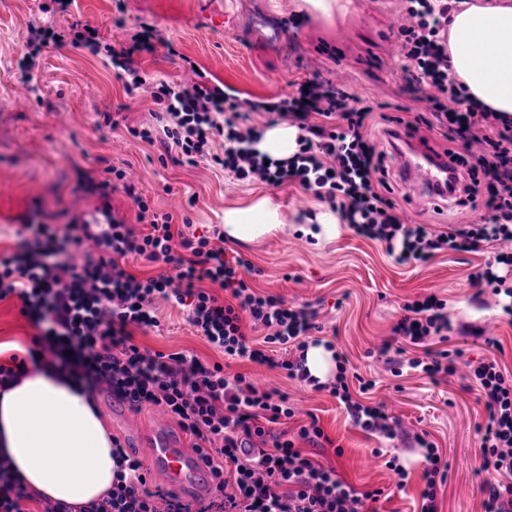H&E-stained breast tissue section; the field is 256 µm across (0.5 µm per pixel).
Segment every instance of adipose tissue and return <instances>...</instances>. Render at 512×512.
<instances>
[{
	"instance_id": "adipose-tissue-1",
	"label": "adipose tissue",
	"mask_w": 512,
	"mask_h": 512,
	"mask_svg": "<svg viewBox=\"0 0 512 512\" xmlns=\"http://www.w3.org/2000/svg\"><path fill=\"white\" fill-rule=\"evenodd\" d=\"M506 45H512V5L464 2L451 11L453 72L470 98L512 118ZM284 228L278 208L266 199L224 213V232L233 240L250 242ZM0 455L30 490L77 510L105 497L115 480L112 434L88 390L50 365L27 367L18 384L0 390Z\"/></svg>"
}]
</instances>
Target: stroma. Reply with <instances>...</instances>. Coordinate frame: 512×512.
Segmentation results:
<instances>
[{
    "instance_id": "stroma-1",
    "label": "stroma",
    "mask_w": 512,
    "mask_h": 512,
    "mask_svg": "<svg viewBox=\"0 0 512 512\" xmlns=\"http://www.w3.org/2000/svg\"><path fill=\"white\" fill-rule=\"evenodd\" d=\"M339 3L340 10L326 21L309 10L306 0H72L64 12L55 0H0V252L16 245L22 220L63 224L93 211L100 199L79 191L80 176L110 165L126 169L155 210L171 214L174 224L190 218V230L198 235L221 225L225 210L270 198L287 219L285 229L253 242L228 240L225 249L254 264L249 282L257 291L318 311L325 326L321 341L347 358L349 372L373 383L363 402L385 403L407 434L428 433L449 466L438 491L439 512H483L485 475L477 428L486 423L487 411L478 386L462 369L436 380L410 368L397 377L394 364L369 351L388 338L404 303L433 294L446 302L453 325L448 348L461 349L464 359L474 362L496 356L512 373V316L473 299L470 276L486 254L442 253L425 263L401 264L383 244L357 236L343 223L337 224L333 240L309 238L303 220L316 219L328 207L300 187L243 183L207 161L161 165L158 146L131 134L153 121L149 95L127 94L103 56L67 37L76 21L96 27L109 44L151 24L164 44L137 55L143 76L187 83L199 71L209 84L232 89L242 102L285 97L315 77L335 80L341 66L354 94L387 103L388 115L413 120L421 103L405 90L387 38L392 19L402 14L401 0ZM33 25L54 27L65 38L47 48L25 75L18 60ZM171 46L176 56L168 55ZM107 114L114 126L103 125ZM378 147L387 153L391 196L405 220L436 232L475 220L474 212L452 206H410L397 156L388 154L381 137ZM19 309L18 300L0 301V345L22 357L36 329ZM156 311L160 328L137 334L138 342L223 361L222 353L195 335L182 309L161 300ZM474 326L495 336L501 353L472 335ZM228 372L287 394L317 416L331 441L318 461L359 491L382 489L378 512H417L424 464L420 449L410 447L406 437L385 440L355 428L328 391H314L281 370L234 361ZM93 398L113 437L133 445L141 459L149 458L159 432L177 437L184 448L194 444L159 409L146 407L128 419L107 390L94 392ZM393 456L407 469L406 480L387 467Z\"/></svg>"
}]
</instances>
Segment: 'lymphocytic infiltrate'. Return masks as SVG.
<instances>
[{
    "mask_svg": "<svg viewBox=\"0 0 512 512\" xmlns=\"http://www.w3.org/2000/svg\"><path fill=\"white\" fill-rule=\"evenodd\" d=\"M449 10L448 0H406L409 23L397 33L407 90L429 101L436 127L461 148L459 164L469 181L455 204L471 208L479 202L486 211L477 223L439 233L403 222L387 195L385 154L370 132L375 107L345 88L309 79L278 101L243 104L231 91L201 81L150 85L133 56L154 51L152 26L118 46L102 45L97 28L89 24L78 21L70 30L75 43L94 54L106 53L126 92L150 86L156 123L132 134L161 144L160 163L208 160L242 182L299 185L336 211L355 234L384 243L401 263L493 246V255L471 276L473 298L481 300L488 291L505 296L502 309L512 315V287L494 271L499 264L512 268V122L476 105L457 80L448 55ZM258 116L270 125L286 120L296 126L295 153L270 160L258 151L263 134L254 122ZM105 173L102 180L85 173L80 184L84 193L101 200L91 218L64 225L22 224L23 241L0 255V301L18 299L21 315L37 329L28 359L0 364V387L15 385L28 363L52 357L55 366L90 390L107 389L131 410H166L194 438L196 452L220 482L208 504L199 506L150 488L143 461L116 440L112 454L121 470L118 483L81 512H371L379 491L356 490L335 469L299 449V442L316 446L323 439L318 419L293 435L269 431V424L295 416L287 395L260 389L241 374L226 376L222 364L203 362L188 351L150 350L133 336L159 327L155 302L170 301L186 308L196 335L225 358L280 369L289 379L327 390L354 426L394 439L398 421L384 405L353 396L347 367H339L329 384L311 376L306 360L316 311L255 291L244 278L253 269L251 261L227 256L219 244L223 231L211 237L176 235L171 215L151 212L146 198L126 184L123 169L109 166ZM115 185L132 195L146 231L136 232L114 215L109 192ZM88 241L96 246V256L80 264L67 258L70 247ZM130 256L157 267V274L129 273L121 261ZM213 284L229 291V300L210 292ZM451 330L445 301L430 294L403 305L379 353L422 349V356L407 355L408 367L445 377L455 373L462 353L434 349L433 343L447 341ZM469 376L487 410L480 445L484 512H512V374H504L497 359L485 358L470 365ZM414 443L424 449L426 461L419 512H439L436 487L447 481L448 464L425 435H415ZM228 463L234 467L229 476L224 473Z\"/></svg>",
    "mask_w": 512,
    "mask_h": 512,
    "instance_id": "f902f5d3",
    "label": "lymphocytic infiltrate"
}]
</instances>
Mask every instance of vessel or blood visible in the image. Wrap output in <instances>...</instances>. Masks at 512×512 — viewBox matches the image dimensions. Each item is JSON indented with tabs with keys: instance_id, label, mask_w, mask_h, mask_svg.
Segmentation results:
<instances>
[{
	"instance_id": "obj_1",
	"label": "vessel or blood",
	"mask_w": 512,
	"mask_h": 512,
	"mask_svg": "<svg viewBox=\"0 0 512 512\" xmlns=\"http://www.w3.org/2000/svg\"><path fill=\"white\" fill-rule=\"evenodd\" d=\"M405 159L401 177L408 186L411 200L446 205V197L438 196L436 190L447 182L448 173L454 167L452 158L432 155L421 147L406 154ZM149 467L171 488L186 494L202 488L215 490L218 483L200 454L187 452L173 437L163 433L154 440Z\"/></svg>"
}]
</instances>
